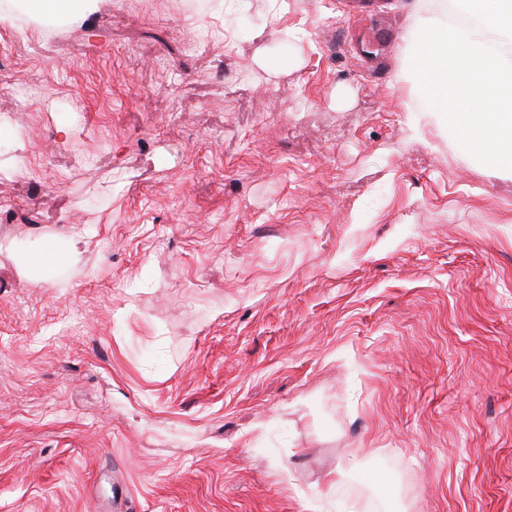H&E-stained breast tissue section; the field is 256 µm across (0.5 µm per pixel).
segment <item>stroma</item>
<instances>
[{"instance_id":"1","label":"stroma","mask_w":512,"mask_h":512,"mask_svg":"<svg viewBox=\"0 0 512 512\" xmlns=\"http://www.w3.org/2000/svg\"><path fill=\"white\" fill-rule=\"evenodd\" d=\"M377 2L0 22V512H512V174Z\"/></svg>"}]
</instances>
